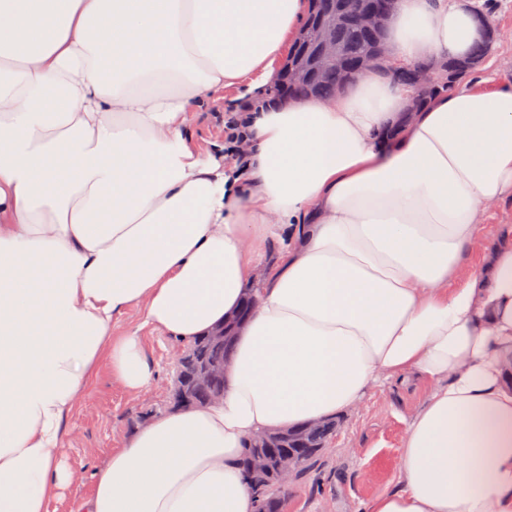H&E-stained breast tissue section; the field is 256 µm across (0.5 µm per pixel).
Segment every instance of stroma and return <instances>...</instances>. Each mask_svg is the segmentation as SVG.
I'll return each instance as SVG.
<instances>
[{
  "label": "stroma",
  "instance_id": "35a3bbf8",
  "mask_svg": "<svg viewBox=\"0 0 512 512\" xmlns=\"http://www.w3.org/2000/svg\"><path fill=\"white\" fill-rule=\"evenodd\" d=\"M489 4L501 37L469 77L474 86L512 80V0ZM241 108L236 91L226 90L223 99L210 103V118L194 124L197 140L205 144L223 138L225 116ZM134 329L153 362V381L145 392H130L113 377L108 360H101L63 434V461L74 480L50 500L48 512H83L93 491L95 468L122 448L137 425L170 406L175 354L181 343L144 325L140 309L114 316L113 337ZM427 395V385L413 378L373 385L359 406L341 417L314 467L294 481L282 512H361L363 503L392 488L410 418Z\"/></svg>",
  "mask_w": 512,
  "mask_h": 512
}]
</instances>
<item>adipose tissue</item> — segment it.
I'll use <instances>...</instances> for the list:
<instances>
[{"label": "adipose tissue", "mask_w": 512, "mask_h": 512, "mask_svg": "<svg viewBox=\"0 0 512 512\" xmlns=\"http://www.w3.org/2000/svg\"><path fill=\"white\" fill-rule=\"evenodd\" d=\"M305 0H0V512L70 484L62 432L102 356L154 368L116 314L189 343L235 315L280 240L216 401L160 414L94 474L85 512H256L247 440L430 386L398 484L365 512H512V83L406 116L391 67L468 56L462 0H399L389 70L274 99ZM234 88L247 152L190 114ZM477 271L464 273L474 244Z\"/></svg>", "instance_id": "1"}]
</instances>
